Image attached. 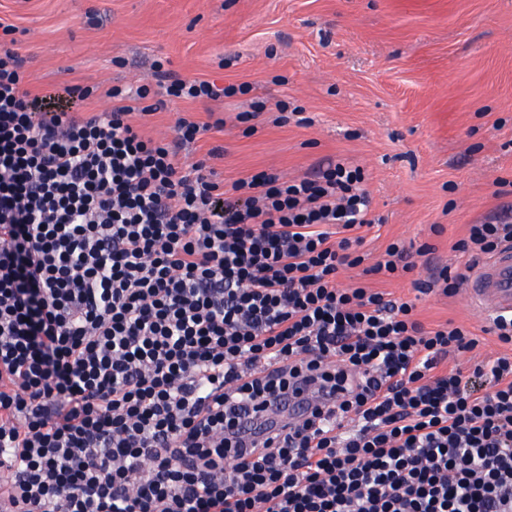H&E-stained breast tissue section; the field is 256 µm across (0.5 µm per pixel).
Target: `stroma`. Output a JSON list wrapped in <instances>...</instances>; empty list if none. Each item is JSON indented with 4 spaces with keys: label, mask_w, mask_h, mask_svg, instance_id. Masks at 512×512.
I'll return each instance as SVG.
<instances>
[{
    "label": "stroma",
    "mask_w": 512,
    "mask_h": 512,
    "mask_svg": "<svg viewBox=\"0 0 512 512\" xmlns=\"http://www.w3.org/2000/svg\"><path fill=\"white\" fill-rule=\"evenodd\" d=\"M14 25L27 87L62 82L92 88L86 101L64 96L52 112H106L115 84L152 82V65L245 93L168 101L140 119L148 137H172L178 119L207 121L185 164L211 159L218 180L266 171L295 179L328 161L360 166L380 220L363 253L395 240L433 248L429 263L383 283L413 301L433 327L454 321L478 332L483 317L463 294L426 295L415 280L456 263L454 244L469 225L512 218V0H0ZM305 123L279 122L276 104ZM266 109L245 131L236 115Z\"/></svg>",
    "instance_id": "obj_1"
}]
</instances>
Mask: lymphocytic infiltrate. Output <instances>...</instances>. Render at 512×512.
Wrapping results in <instances>:
<instances>
[{
	"label": "lymphocytic infiltrate",
	"instance_id": "obj_1",
	"mask_svg": "<svg viewBox=\"0 0 512 512\" xmlns=\"http://www.w3.org/2000/svg\"><path fill=\"white\" fill-rule=\"evenodd\" d=\"M0 27V484L9 512H512V356L447 367L478 340L342 269L411 273L429 245L359 249L375 224L360 167L256 173L231 186L183 145L214 122L144 137L149 86L112 108L42 111ZM192 101L233 87L155 69ZM512 247L469 227L457 293ZM484 387H476V380ZM318 384L324 401L260 440L239 410Z\"/></svg>",
	"mask_w": 512,
	"mask_h": 512
}]
</instances>
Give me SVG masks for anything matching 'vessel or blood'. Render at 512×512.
<instances>
[{
  "label": "vessel or blood",
  "instance_id": "obj_1",
  "mask_svg": "<svg viewBox=\"0 0 512 512\" xmlns=\"http://www.w3.org/2000/svg\"><path fill=\"white\" fill-rule=\"evenodd\" d=\"M466 299L490 317L512 313V250L498 251L482 263L469 281ZM305 409L300 398L278 402L265 411L258 431L266 434L295 422Z\"/></svg>",
  "mask_w": 512,
  "mask_h": 512
}]
</instances>
